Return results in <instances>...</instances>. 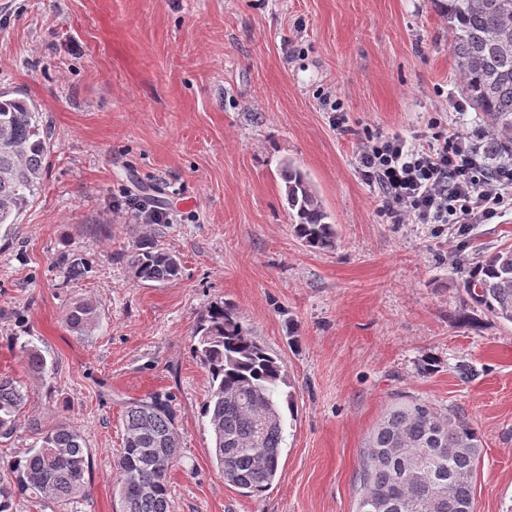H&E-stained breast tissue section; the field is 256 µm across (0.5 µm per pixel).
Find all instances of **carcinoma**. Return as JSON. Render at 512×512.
Listing matches in <instances>:
<instances>
[{
  "mask_svg": "<svg viewBox=\"0 0 512 512\" xmlns=\"http://www.w3.org/2000/svg\"><path fill=\"white\" fill-rule=\"evenodd\" d=\"M448 14L464 96L491 129L489 156H512V0H439ZM51 131L37 108L0 94V225L17 224L39 193ZM284 200L294 232L315 251L336 245V225L307 175L288 163L281 169ZM140 282H166L181 272L179 257L155 242H140L131 256ZM475 303L512 323V249L488 256L467 282ZM96 319L92 301L75 300L67 327L85 331ZM193 354L210 378L203 405L212 457L224 483L261 497L278 476L286 413H294L283 366L243 327L229 305H213L196 330ZM28 369L47 372L40 350L25 349ZM27 394L0 375V443L17 432ZM35 445L0 466V512H14L17 497L66 506L89 492L91 464L75 426L29 421ZM423 452L418 470L402 471L405 454ZM481 441L468 414H442L416 401L396 402L370 433L357 472L355 512H460L473 505L472 479ZM181 459V439L171 399L149 394L125 406L123 448L109 478L119 512H172L168 475Z\"/></svg>",
  "mask_w": 512,
  "mask_h": 512,
  "instance_id": "cac0c4a2",
  "label": "carcinoma"
}]
</instances>
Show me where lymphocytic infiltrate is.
<instances>
[{"label":"lymphocytic infiltrate","mask_w":512,"mask_h":512,"mask_svg":"<svg viewBox=\"0 0 512 512\" xmlns=\"http://www.w3.org/2000/svg\"><path fill=\"white\" fill-rule=\"evenodd\" d=\"M431 140L380 136L363 145L358 172L394 223L487 224L512 208V161L490 167L486 133L431 123Z\"/></svg>","instance_id":"f902f5d3"}]
</instances>
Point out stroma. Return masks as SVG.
Wrapping results in <instances>:
<instances>
[{
    "instance_id": "35a3bbf8",
    "label": "stroma",
    "mask_w": 512,
    "mask_h": 512,
    "mask_svg": "<svg viewBox=\"0 0 512 512\" xmlns=\"http://www.w3.org/2000/svg\"><path fill=\"white\" fill-rule=\"evenodd\" d=\"M451 40L433 0H0V92L34 103L52 135L40 194L0 227V375L28 394L0 461L33 445L29 419L70 422L91 457L76 512H117L124 407L165 393L182 442L174 512H354L369 433L417 400L466 410L482 443L473 512H512V324L466 288L512 248V212L464 235L395 224L356 165L369 138L423 133L437 115L482 124L452 108ZM286 162L330 213L333 250L296 237ZM145 210L166 222L141 223ZM146 237L178 255V279H136L129 256ZM79 297L97 309L82 334L65 324ZM222 302L294 395L280 477L259 499L225 484L203 416L192 336ZM27 344L47 373L26 371Z\"/></svg>"
}]
</instances>
